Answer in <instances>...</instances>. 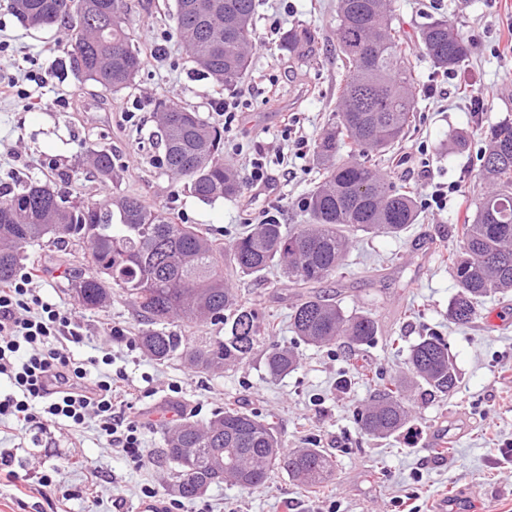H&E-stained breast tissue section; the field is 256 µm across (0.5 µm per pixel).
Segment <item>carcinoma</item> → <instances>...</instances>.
Returning <instances> with one entry per match:
<instances>
[{"label": "carcinoma", "mask_w": 512, "mask_h": 512, "mask_svg": "<svg viewBox=\"0 0 512 512\" xmlns=\"http://www.w3.org/2000/svg\"><path fill=\"white\" fill-rule=\"evenodd\" d=\"M216 2L219 8L205 19L197 0H176L173 36L189 62L232 87L250 74L255 0ZM9 9L27 29L56 31L82 83L117 93L131 87L143 68L125 0H9ZM310 40L308 30L290 28L281 34L279 49L300 56ZM336 40L347 74L335 120L314 145L322 177L304 199L307 223L287 228L272 219L224 243L206 228L162 215L140 196L76 200L46 184L27 183L0 199V285L14 279L30 244L50 236L54 246L80 250L92 269L73 280L74 302L93 310L116 295L124 298L140 317L136 339L153 360L179 359L199 373H214L242 364L265 343L266 369L277 379L297 368L296 347L271 341L274 324L242 299L226 273L229 262L244 275L276 267L301 288L290 314L297 343L320 346L343 339L358 349L370 345L378 333L371 315L347 314L311 285L341 270L350 234L396 236L418 219L416 195L373 164V157L390 151L415 119L413 47L393 27L388 0H338ZM418 46L436 68L450 71L471 52L458 26L444 17L421 29ZM157 118L161 168L202 201L241 193L243 180L224 160L219 126L166 101L158 103ZM482 134L474 214L461 225L455 245L441 253L458 288L448 315L460 325L475 319L487 298L512 290V120L490 124ZM87 161L97 178L112 179L111 152L91 149ZM175 320L187 329L219 326L224 335L166 330ZM407 365L408 376L375 386L370 403L358 413L363 433L383 438L401 429L409 418L406 392L413 385L423 383L437 397L458 388L448 345L435 335L410 347ZM181 448L206 449L194 482L182 481ZM159 459L169 466L174 491L187 500L204 494L203 486L225 481L253 491L277 470L321 491L336 469V460L322 448L283 450L270 423L233 407L205 423L185 421L166 429Z\"/></svg>", "instance_id": "cac0c4a2"}]
</instances>
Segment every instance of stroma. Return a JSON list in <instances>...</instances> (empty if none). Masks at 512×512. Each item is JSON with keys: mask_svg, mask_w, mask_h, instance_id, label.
Listing matches in <instances>:
<instances>
[{"mask_svg": "<svg viewBox=\"0 0 512 512\" xmlns=\"http://www.w3.org/2000/svg\"><path fill=\"white\" fill-rule=\"evenodd\" d=\"M125 3L137 46L150 38L165 54L145 59L133 87L110 93L79 83L61 65L55 31L25 29L0 0V80H17L28 92L0 97V195L11 196L30 181L85 200L135 194L224 241L266 211L288 227L304 223L302 202L318 173L312 158L288 154L284 134L292 129L316 141L336 110L345 77L336 53L337 0H256L253 70L265 74L274 96L266 98L249 78L231 87L239 107L224 134V157L244 176L255 150H262L276 181L273 191L247 186L237 197L212 203L192 196L184 182L156 165L162 151L156 107L175 102L219 125L223 119L212 108L218 87L194 70L172 35L175 0ZM390 6L409 43L431 19L446 16L458 24L471 53L444 97L428 95L441 73L414 54L416 122L379 161L382 173L411 189L429 180L454 185L447 207L421 209L416 224L396 237L357 236L342 273L317 287L345 312L371 314L378 325L372 345L355 351L340 344L300 346L297 369L281 379L269 376L259 349L243 364L208 375L178 360L160 363L140 348L109 346L111 326L131 338L140 327L123 298L99 310L75 304L64 272L89 271L76 252L31 245L21 266L42 267L36 295L74 312L80 324L83 341L68 344V352L95 376L108 367L94 365V358L110 347L113 366L125 369L137 386L126 412L144 426L148 461L131 468L91 420L77 428L49 423L24 429L2 421L0 451L12 464L0 469V512H139L143 486L163 498L172 495L165 468L154 460L165 426L186 417L201 422L231 404L273 421L284 448L332 453L334 480L317 493L283 472L252 493L226 482L185 501L183 512H198L203 504L209 512H437L443 503L447 512H512V460L500 454L512 441V293L488 299L472 322L455 324L448 303L457 285L439 256L455 244L458 213L472 201L481 129L512 118V54L505 51L512 44V0H391ZM297 25L314 36L309 50L301 57L282 54L280 31ZM466 83L473 91L492 90L487 112L474 114L470 94L460 92ZM458 132L468 136L461 148L453 143ZM98 147L110 150L116 163L107 182L87 172V152ZM231 282L277 323L276 341L293 342L288 315L296 287L286 276L262 272ZM493 316L499 325L491 330ZM427 335L447 343L459 376L456 392L433 398L413 389L402 429L386 438L361 433L357 414L369 401L370 378L405 374L409 347ZM343 375L351 379L344 390L337 386ZM52 470L56 486L43 491L38 477Z\"/></svg>", "mask_w": 512, "mask_h": 512, "instance_id": "obj_1", "label": "stroma"}]
</instances>
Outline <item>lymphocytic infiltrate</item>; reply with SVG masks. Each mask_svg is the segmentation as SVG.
<instances>
[{
	"instance_id": "lymphocytic-infiltrate-1",
	"label": "lymphocytic infiltrate",
	"mask_w": 512,
	"mask_h": 512,
	"mask_svg": "<svg viewBox=\"0 0 512 512\" xmlns=\"http://www.w3.org/2000/svg\"><path fill=\"white\" fill-rule=\"evenodd\" d=\"M38 278L32 270L0 288V376H7L14 387L0 393V421L18 426L63 421L77 427L91 416L131 467L142 468V425L124 410L132 394L127 373L88 379L82 364L59 346L63 339L80 343V326L72 312L33 294Z\"/></svg>"
}]
</instances>
